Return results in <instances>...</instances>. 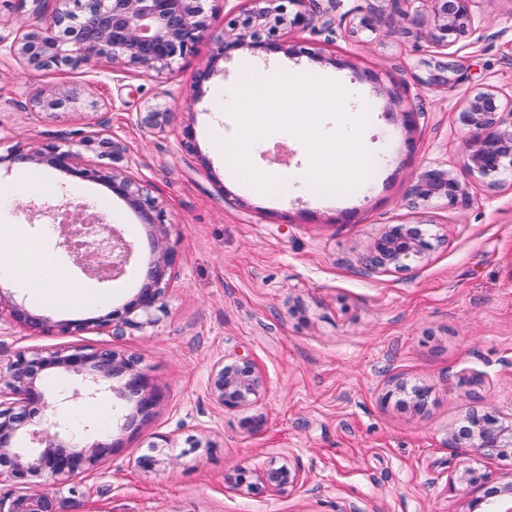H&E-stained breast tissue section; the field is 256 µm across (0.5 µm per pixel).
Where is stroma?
Wrapping results in <instances>:
<instances>
[{"label": "stroma", "mask_w": 512, "mask_h": 512, "mask_svg": "<svg viewBox=\"0 0 512 512\" xmlns=\"http://www.w3.org/2000/svg\"><path fill=\"white\" fill-rule=\"evenodd\" d=\"M229 0H207L208 29L172 70L141 74L107 59L77 69L23 71L0 61V154L49 145L79 151L80 139L108 121L126 146L127 173L146 185L165 214L166 245L176 266L152 324L113 335L34 334L0 328V361L20 350L82 345L134 356L158 399L138 428L114 429L120 443L74 484L75 512H468L469 495L451 485L465 461L501 481L512 459L484 458L446 444L448 429L472 409L512 413V176L498 186L463 163L468 130L459 121L475 88L512 93V0H482V37L460 43L462 80L421 85L438 49L403 35L400 16H385L376 33H353L337 21L333 37L294 30L293 53L279 62L332 72L376 103L371 143L384 142V167L366 194L333 204L295 190L251 198L216 161L209 122L217 87L240 78L250 52L216 55ZM213 76L196 84L206 65ZM51 86L84 90L95 105L55 114L24 109L28 93ZM401 86L419 108L405 127L390 100ZM164 102L162 129L146 131L129 113ZM192 128L194 151L181 146ZM304 158L285 138L270 140L252 162L282 176ZM439 163L466 187L463 207H413L410 189L427 165ZM27 164L0 169V225H17L27 248L51 256L69 279L108 302L82 310L36 302L21 279L0 277V293L51 321L95 320L123 311L153 260L141 216L103 183L44 168V184L25 187ZM25 187L22 199L14 188ZM96 205L103 223L135 247L123 278L104 285L73 266L51 229L46 204ZM423 224L433 247L400 270L368 266L372 240L395 224ZM251 358L265 378L258 400L228 411L210 391L223 357ZM482 375L475 392L463 374ZM394 378L430 388L424 411L384 405ZM259 416L256 431L246 418ZM171 439L155 471L134 460L157 436ZM291 463L303 488L236 489L239 471Z\"/></svg>", "instance_id": "obj_1"}]
</instances>
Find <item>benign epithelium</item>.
Returning <instances> with one entry per match:
<instances>
[{"instance_id":"benign-epithelium-1","label":"benign epithelium","mask_w":512,"mask_h":512,"mask_svg":"<svg viewBox=\"0 0 512 512\" xmlns=\"http://www.w3.org/2000/svg\"><path fill=\"white\" fill-rule=\"evenodd\" d=\"M51 16L39 20L43 0H22L29 5L28 16L36 22L0 34V56L17 62L26 71L53 67L78 68L100 58L118 61L144 72L160 73L193 52L207 30V0H56ZM224 19V37L218 41L217 55L234 50L250 52L284 49V35L295 29L314 34H336V17L328 11L310 8L311 0H238ZM480 0H377L357 5L342 15L355 33L377 31L385 12L383 4L399 10L406 22L405 33L425 38L436 47L448 50L463 39L483 30L476 16ZM432 81L453 85L460 79L457 65L451 61L435 63ZM91 104L82 90L55 87L39 90L26 97L24 108L30 112L78 110ZM168 113L166 103L157 102L136 115V123L149 129L161 127ZM512 94L506 96L493 88L472 92L464 101L460 119L470 136L465 140V165L489 181L499 184L500 177L512 171ZM79 145L110 160L99 166L78 162V154L52 145L39 151L16 149L0 155V165L32 163L66 171L81 180L106 184L113 194L124 199L143 217L150 228L158 257L143 271V284L134 300L121 314L112 313L95 321V326L109 328L122 336L153 323L174 266L173 254L160 250L166 235L165 215L139 181L126 175L115 163L124 158L126 147L109 126L84 136ZM412 205L443 201L455 207L467 201V191L452 172L440 165H429L418 175L412 190ZM57 224L60 242L75 265L96 276L99 282L124 277L134 258V247L113 233L112 250L100 249L94 234L105 225L83 206L46 207ZM432 247L427 233L418 225L398 224L387 227L369 247V263L378 270L401 269ZM17 325L39 333L57 330L73 335L89 327L87 323L51 322L0 295V322ZM58 375L69 378L65 385L51 387ZM264 380L255 362L248 357L230 358L216 365L210 390L227 410L240 411L260 395ZM428 388L411 385L403 379L392 381L382 395V403L422 411L427 407ZM113 396L112 418L122 429L137 426L156 403V393L137 368V361L112 349H88L81 346L29 353L17 352L6 366L4 387L0 388V477L8 475L17 490L0 495V512H70L59 489L76 476L96 468L119 447L112 431L95 421L76 428L70 409L76 403L96 404ZM47 416L49 428L34 422ZM170 439L149 446L135 464L144 472L156 468L162 449ZM447 445L470 448L480 456L512 457V415L496 410L473 409L459 423L448 429ZM39 480V489L28 485ZM234 483L250 491L261 487L286 490L303 487L307 479L290 464L269 467L250 481V472L241 471ZM452 483L482 489L475 500L480 512H512V480L490 486L488 473L470 463L460 464Z\"/></svg>"}]
</instances>
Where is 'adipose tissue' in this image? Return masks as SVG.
Here are the masks:
<instances>
[{
    "label": "adipose tissue",
    "instance_id": "ef3b65f1",
    "mask_svg": "<svg viewBox=\"0 0 512 512\" xmlns=\"http://www.w3.org/2000/svg\"><path fill=\"white\" fill-rule=\"evenodd\" d=\"M22 278L40 303L57 307H82L99 303L100 298L87 288L66 285L65 274L52 270L47 260L31 258L22 251L11 225L0 226V275Z\"/></svg>",
    "mask_w": 512,
    "mask_h": 512
}]
</instances>
